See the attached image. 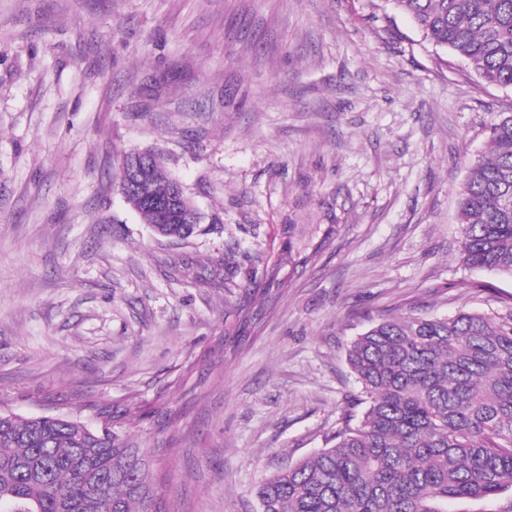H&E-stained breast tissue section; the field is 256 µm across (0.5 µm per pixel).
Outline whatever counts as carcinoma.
Masks as SVG:
<instances>
[{
	"instance_id": "obj_1",
	"label": "carcinoma",
	"mask_w": 512,
	"mask_h": 512,
	"mask_svg": "<svg viewBox=\"0 0 512 512\" xmlns=\"http://www.w3.org/2000/svg\"><path fill=\"white\" fill-rule=\"evenodd\" d=\"M484 83L512 87V0H390ZM152 192L173 177L157 153ZM462 262L512 278V114L489 128L459 194ZM347 362L366 408L327 447L265 478L259 512H512V303L500 312L381 318ZM8 512H167L147 453L106 426L0 411Z\"/></svg>"
}]
</instances>
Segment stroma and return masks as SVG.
Here are the masks:
<instances>
[{
	"label": "stroma",
	"instance_id": "obj_1",
	"mask_svg": "<svg viewBox=\"0 0 512 512\" xmlns=\"http://www.w3.org/2000/svg\"><path fill=\"white\" fill-rule=\"evenodd\" d=\"M503 112L511 87L385 2L0 0V409L109 411L170 512H256L359 421L354 337L512 296L461 266L456 221ZM135 149L200 212L188 239L126 205Z\"/></svg>",
	"mask_w": 512,
	"mask_h": 512
}]
</instances>
